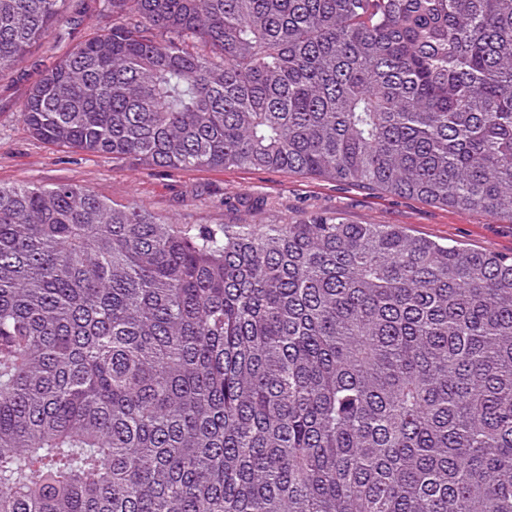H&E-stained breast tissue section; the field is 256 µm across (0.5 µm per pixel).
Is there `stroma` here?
Listing matches in <instances>:
<instances>
[{
	"mask_svg": "<svg viewBox=\"0 0 512 512\" xmlns=\"http://www.w3.org/2000/svg\"><path fill=\"white\" fill-rule=\"evenodd\" d=\"M102 0H84L13 70L0 74V184L69 182L116 204H137L173 224H286L338 214L352 224H397L411 234L512 254V218L451 209L295 172L170 170L85 155L33 137L20 117L29 87L79 43L111 26Z\"/></svg>",
	"mask_w": 512,
	"mask_h": 512,
	"instance_id": "1",
	"label": "stroma"
}]
</instances>
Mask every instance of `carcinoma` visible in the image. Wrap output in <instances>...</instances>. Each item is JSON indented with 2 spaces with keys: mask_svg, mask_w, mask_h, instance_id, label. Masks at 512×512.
<instances>
[{
  "mask_svg": "<svg viewBox=\"0 0 512 512\" xmlns=\"http://www.w3.org/2000/svg\"><path fill=\"white\" fill-rule=\"evenodd\" d=\"M70 0H0V72ZM30 133L512 217V0H103ZM0 512H512V255L0 186Z\"/></svg>",
  "mask_w": 512,
  "mask_h": 512,
  "instance_id": "carcinoma-1",
  "label": "carcinoma"
}]
</instances>
